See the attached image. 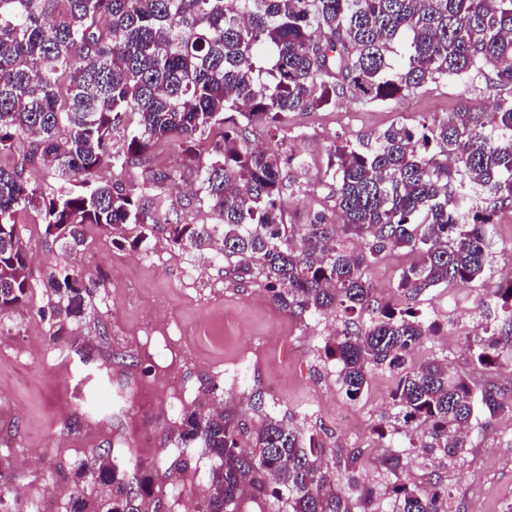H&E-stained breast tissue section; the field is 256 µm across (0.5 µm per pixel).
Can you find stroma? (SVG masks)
Masks as SVG:
<instances>
[{"label": "stroma", "instance_id": "obj_1", "mask_svg": "<svg viewBox=\"0 0 512 512\" xmlns=\"http://www.w3.org/2000/svg\"><path fill=\"white\" fill-rule=\"evenodd\" d=\"M489 85L482 75L464 86L448 77L386 105L340 99L314 112L290 113L283 148L302 159L289 174L304 190L287 199V212L332 207L330 147L374 139L393 123L416 127L448 112H485L494 93H512V87L496 92ZM196 184L186 168L179 184H166L163 192L180 222L213 223L192 196ZM18 221L33 256L31 295L0 325V482L6 487L0 512H22V498L49 485L58 489L50 512H67L77 496L96 499L97 487L74 476L89 449L120 450L135 462L146 446L157 451L152 494L162 497L163 512H202L215 458L201 448L168 452L180 410L200 403L235 412L252 428L268 414L317 433L323 444L318 462L333 476L343 472L350 453H359V484L381 512L392 510L384 486L408 473L416 484L446 487L453 512H502L503 503L512 502V414L477 412L463 459L420 465L392 399L396 373L373 368L361 397L347 399L339 368L325 354V317L279 309L258 280L225 272L211 251L174 249L162 230L133 248L91 226L86 246L69 252L45 237L35 211L21 212ZM409 260L394 252L367 269L380 299L413 306L429 320L448 319L446 334L423 341L408 364L450 362L476 386L491 384L512 396V352L486 370L474 363L469 345L486 313L500 310L493 291L501 268L512 265V207L496 212L481 279L411 299L396 291ZM56 264L100 278L81 321L48 312L43 282ZM389 454L399 457L398 470L382 465ZM172 484L182 486V495H162Z\"/></svg>", "mask_w": 512, "mask_h": 512}]
</instances>
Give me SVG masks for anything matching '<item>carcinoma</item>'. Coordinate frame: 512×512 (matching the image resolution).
<instances>
[{
  "label": "carcinoma",
  "mask_w": 512,
  "mask_h": 512,
  "mask_svg": "<svg viewBox=\"0 0 512 512\" xmlns=\"http://www.w3.org/2000/svg\"><path fill=\"white\" fill-rule=\"evenodd\" d=\"M397 38L407 56L395 66L387 52ZM486 70L512 86V0H0V153L28 141L14 164L0 165V321L26 307L31 291L21 211H36L45 236L72 250L85 244L87 225L135 246L161 227L183 251L218 248L232 272L255 274L290 313L371 312L325 345L346 396L360 397L373 367L397 372L394 403L422 427L410 445L457 460L467 440L453 432L471 427L475 406L493 417L512 411V397L493 387L477 397L436 360L406 366L430 322L378 299L366 269L386 252L415 254L397 282L408 297L483 276L495 207L512 205V94L496 99L489 128L481 112H452L420 130L392 124L372 143L333 146V207L299 221L286 219L283 203L303 191L283 174L295 157L253 147L250 133L257 123L281 132L289 113L338 98L387 103L443 76L464 83ZM165 145L195 168L196 200L214 223L175 224L164 196L144 202L134 187L99 177L109 164L119 175L141 169L145 184L172 181L178 169L149 163ZM38 167L54 170V194L31 183ZM466 182L494 206L452 205ZM98 285L66 270L44 283L54 310L74 320ZM494 296L506 316L475 339V362L486 369L512 350V284ZM198 446L218 459L202 512H242L247 478L285 512H379L354 478L343 491L330 486L316 434L272 416L253 430L222 410L186 407L175 447ZM127 466L111 448L78 465L76 476L105 493L94 512H161L153 467L138 463L140 477L129 478ZM391 493L396 512H440L448 499L437 482L403 481Z\"/></svg>",
  "instance_id": "obj_1"
}]
</instances>
